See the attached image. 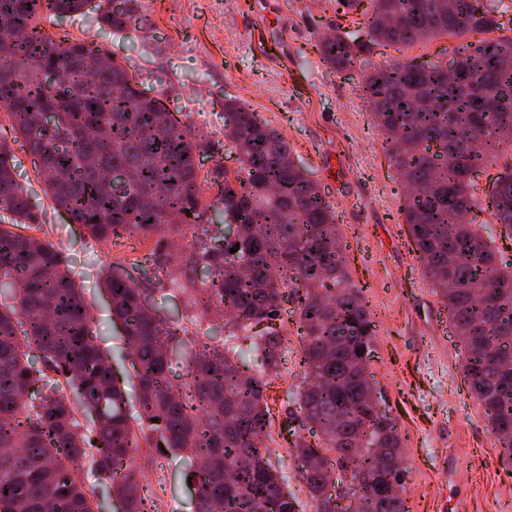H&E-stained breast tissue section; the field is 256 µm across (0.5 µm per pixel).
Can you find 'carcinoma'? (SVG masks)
<instances>
[{"mask_svg": "<svg viewBox=\"0 0 512 512\" xmlns=\"http://www.w3.org/2000/svg\"><path fill=\"white\" fill-rule=\"evenodd\" d=\"M87 0H0V112L37 159L43 189L69 222L99 242L158 237L155 269L169 267L171 217L197 234L169 279L199 313L172 321L144 301L132 265L104 287L129 348L138 408L131 412L93 331L74 270L40 238L0 225V502L9 512H93L75 471L91 458L122 512H151L129 472L133 450L164 457L183 450L206 470L187 476L196 512H299L267 445V391L282 357L272 321L294 295L302 365L300 427L293 441L315 512H337L332 479L360 481L363 512H409L386 477L402 479L396 423L371 400L367 377L373 320L351 282L333 206L292 157L276 129L236 100L224 103V138L238 169L217 170L207 200L199 157L211 142L194 134L158 97L145 98L132 66L81 40H56L43 22L83 12ZM369 35L336 34L320 45L329 66L346 70L374 45H417L438 36L500 28L480 0H335ZM123 30L130 10H103ZM459 57L456 79L406 60L378 67L362 83L373 120L391 142L389 161L410 193L401 208L423 271L448 307L464 347L470 396L512 458V266L471 218L478 207L471 173L512 148V37L489 39ZM66 76L48 87L42 74ZM54 124H44L46 113ZM132 166L124 188L101 172ZM11 140L0 136V210L15 226L37 215L16 179ZM496 223L512 235V163L497 178ZM238 226L233 239L224 229ZM239 245L237 252L230 248ZM224 320L218 337L213 323ZM249 342L260 370H246ZM190 380L173 391L172 364ZM88 418L80 423L78 415ZM337 454L336 460L328 452Z\"/></svg>", "mask_w": 512, "mask_h": 512, "instance_id": "1", "label": "carcinoma"}]
</instances>
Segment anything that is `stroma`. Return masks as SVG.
I'll return each mask as SVG.
<instances>
[{"label": "stroma", "instance_id": "1", "mask_svg": "<svg viewBox=\"0 0 512 512\" xmlns=\"http://www.w3.org/2000/svg\"><path fill=\"white\" fill-rule=\"evenodd\" d=\"M255 0H127L133 25L115 32L102 25L95 0L83 15L56 22L52 31L106 48L134 67L144 91L185 115L213 150L205 169L235 170L224 139V102L233 97L257 112L289 142L296 163L315 180L336 210L349 246V271L372 314L374 336L367 369L382 410L404 442L405 498L409 512H503L512 503V460L492 434L483 409L459 386L463 348L448 309L422 271L401 208L400 176L390 165L384 139L362 92V76L396 61L450 62L458 49L479 44V33L441 36L409 47H373L366 61L346 70L323 62L318 43L357 28L335 12L333 0H275L271 12ZM17 178L38 215L30 235L51 241L76 260L78 282L92 308L95 331L113 368L126 375L129 357L113 324L101 270L123 273L136 263L153 268L152 240L127 236L90 240L82 226L55 211L42 190L35 158L24 141L13 144ZM497 158L474 170L481 205L478 222L496 235L499 265L512 263V237L502 235L490 208L495 180L505 167ZM297 304L283 302L282 361L268 392L273 461L301 503L315 512L292 449L291 421L298 414ZM186 455L156 461L147 448L135 455L133 474L147 488L157 512H195V493L184 479Z\"/></svg>", "mask_w": 512, "mask_h": 512}]
</instances>
